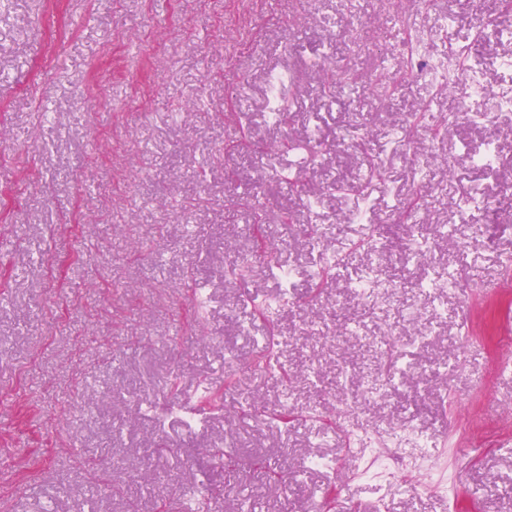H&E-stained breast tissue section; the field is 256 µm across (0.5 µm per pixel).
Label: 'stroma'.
<instances>
[{
    "mask_svg": "<svg viewBox=\"0 0 512 512\" xmlns=\"http://www.w3.org/2000/svg\"><path fill=\"white\" fill-rule=\"evenodd\" d=\"M363 47L345 31L343 0H9L0 15V512H158L176 495L208 499L209 512H309L333 489L332 512H512V112L486 123L441 115L485 110L464 77L450 86L399 83L388 97L365 94L375 76L402 71V24L446 18L448 36L428 42L435 57L468 45L469 67L512 89L499 65L512 45L477 39L479 20L512 21L501 0H360ZM336 21V110L321 115L324 88L308 66ZM288 71V122L267 124L265 78ZM419 113L429 136L395 139ZM369 129L348 137L349 114ZM275 143L318 127L322 156L301 184L268 177L266 154H228L239 120ZM501 164L481 169L467 154L487 141ZM381 177L365 180V159ZM447 160L439 168L438 160ZM358 186L355 194L342 193ZM334 187L317 215L308 199ZM480 192L490 205L461 214ZM423 221L403 223L413 193ZM331 226L329 244L350 250L335 273L313 284L309 219ZM294 273L297 303L275 316L289 380L250 369L252 339L265 335L249 297L279 295L278 276L252 255L255 224ZM433 251H410L418 236ZM398 301L369 315L346 290L374 258ZM243 264V278L227 267ZM455 266L457 288L435 296L413 288L430 265ZM192 267L191 279L180 272ZM209 295L203 334L192 329L188 291ZM435 315L410 323L401 305ZM325 317L322 343L306 329ZM249 325L241 334L240 325ZM396 333L414 375L375 405L340 411L387 366L368 337ZM446 388H436L443 364ZM291 393L294 421L270 418ZM431 437L419 470L376 465L382 447L352 445L383 435L404 415ZM224 443L233 468L204 490L187 481L206 452ZM313 457L330 468L296 469ZM284 475L273 483L265 469ZM450 482L448 494L427 484Z\"/></svg>",
    "mask_w": 512,
    "mask_h": 512,
    "instance_id": "35a3bbf8",
    "label": "stroma"
}]
</instances>
